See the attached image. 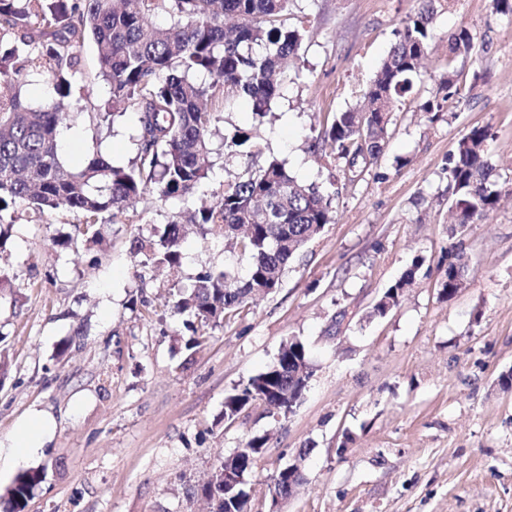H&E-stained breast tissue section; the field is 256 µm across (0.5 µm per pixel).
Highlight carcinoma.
Segmentation results:
<instances>
[{
	"label": "carcinoma",
	"instance_id": "cac0c4a2",
	"mask_svg": "<svg viewBox=\"0 0 512 512\" xmlns=\"http://www.w3.org/2000/svg\"><path fill=\"white\" fill-rule=\"evenodd\" d=\"M294 0H0V77L10 92L0 93V249L10 237L15 208L35 218L66 209L82 217L76 237L57 242L69 248L82 240L101 245L100 227L117 222L129 206L149 195L159 201L186 200L208 179L211 141L220 121L216 103L248 99L263 117L280 95L290 65L298 59L305 28L290 26ZM435 0H422L407 18L373 77L362 87L363 107L334 112L320 140L331 156L354 167L383 150L390 114L413 88L426 57ZM88 39L98 53L97 77L109 88L104 107L88 113L102 122L126 112L136 115L132 136L135 158L117 166L101 154L79 169L61 158L58 135L71 114L84 110L89 88L76 84L79 49ZM478 53L477 37L467 28L450 36V54ZM32 74L41 75L53 96L33 106L21 89ZM445 98L467 102L470 87L453 67L442 80ZM490 133L474 127L448 157V197L454 231L488 219L502 187L492 179L485 153ZM262 158L261 143L240 128L224 134V155ZM334 194L291 175L285 163L263 158L224 181L212 199H200L147 236L130 239L129 252L143 265L177 266L183 259L184 224H203L224 237L231 251L248 261L245 275L232 264L213 266L192 287L170 293V307L191 331L185 349L196 352L208 330L236 315L257 295L279 288L290 261L325 226L334 223ZM441 262L467 265L457 247ZM423 259L388 287L383 295L400 304L403 285L412 284ZM309 366L308 350L297 339L283 342L276 362L237 385L224 401L231 419L260 404L265 415H285L299 398L295 371ZM266 433L250 437L236 450L237 470L249 473L268 447ZM43 471L19 474L5 494L0 512H25ZM193 494L206 499L211 512H252V498L240 486L224 495V459H219Z\"/></svg>",
	"mask_w": 512,
	"mask_h": 512
}]
</instances>
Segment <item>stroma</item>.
Listing matches in <instances>:
<instances>
[{
	"mask_svg": "<svg viewBox=\"0 0 512 512\" xmlns=\"http://www.w3.org/2000/svg\"><path fill=\"white\" fill-rule=\"evenodd\" d=\"M420 0H296L289 22L310 31L298 74L271 112L248 100L224 107L212 139L204 194L220 189L248 160L225 159L226 131L255 134L264 153L306 183L327 184L333 159L311 145L326 116L358 102V91L387 55L394 31ZM430 50L413 92L389 125L378 159L338 182L336 221L291 263L281 287L211 329L203 350H185L171 291L224 262L246 270L207 227L188 231L179 267L141 266L133 235L166 224L184 204L139 200L127 220L102 226V246L75 254L61 240L78 221L55 211L40 223L17 210L0 251V435L30 410L54 417L50 443L0 472V494L22 471L41 467L26 512H205L191 496L215 458L247 437L271 433L247 476L256 512H512V195L464 237L466 286L451 298L438 263L449 232L448 155L472 128H489L488 158L512 188V18L491 0H436ZM478 37L480 72L468 104L428 120L440 97L449 38ZM135 118L112 125L75 116L63 159L74 169L101 153L117 165L135 155ZM423 258L416 281L387 315L378 297ZM300 337L313 376L301 403L279 420L260 405L224 417L232 389L271 365L280 344ZM307 449L303 483L273 501L278 472Z\"/></svg>",
	"mask_w": 512,
	"mask_h": 512,
	"instance_id": "obj_1",
	"label": "stroma"
}]
</instances>
